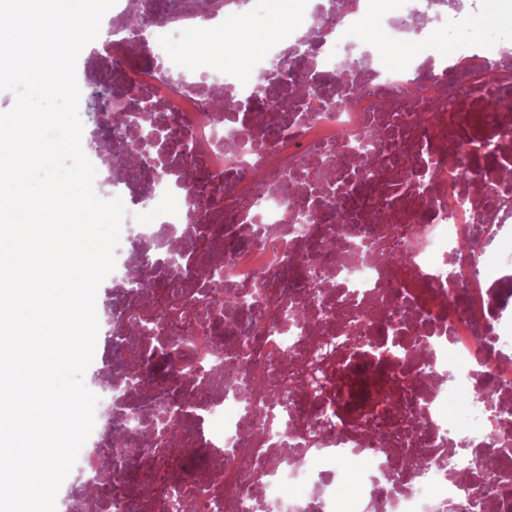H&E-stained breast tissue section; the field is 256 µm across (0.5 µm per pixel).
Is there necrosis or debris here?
I'll use <instances>...</instances> for the list:
<instances>
[{
    "mask_svg": "<svg viewBox=\"0 0 512 512\" xmlns=\"http://www.w3.org/2000/svg\"><path fill=\"white\" fill-rule=\"evenodd\" d=\"M179 2L162 0L155 50L112 65L113 98L148 97L155 124L195 150L139 155L136 179L110 183L140 189L112 283L123 320L155 321L123 347L150 374L102 387L71 495L91 485L95 512H171L170 490L188 512H476L493 460L483 512H512V208L500 205L512 112L485 107L512 96V24L485 0H342L328 35L312 6L311 54L294 53L287 19L243 68L233 54L181 59L195 24L215 38L223 26ZM412 42L421 53L387 68L382 48ZM194 165L206 180L183 182ZM490 212L498 230L480 264L463 262L454 242L479 236ZM175 240L180 296L131 297V266L157 276ZM399 252L409 263L377 260ZM229 288L244 292L234 313ZM287 306L306 309L314 339L285 321ZM479 388L497 392V414H449ZM119 431L147 439L125 474L154 496L132 501L102 479Z\"/></svg>",
    "mask_w": 512,
    "mask_h": 512,
    "instance_id": "4bbe7bcc",
    "label": "necrosis or debris"
}]
</instances>
